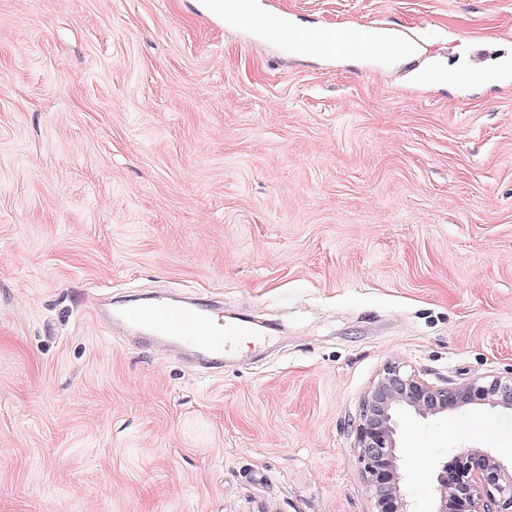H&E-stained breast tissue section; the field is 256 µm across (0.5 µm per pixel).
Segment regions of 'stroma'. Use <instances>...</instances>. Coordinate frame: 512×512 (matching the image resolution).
<instances>
[{"instance_id":"1","label":"stroma","mask_w":512,"mask_h":512,"mask_svg":"<svg viewBox=\"0 0 512 512\" xmlns=\"http://www.w3.org/2000/svg\"><path fill=\"white\" fill-rule=\"evenodd\" d=\"M253 2L395 53L303 55L200 0H0V512H376L384 368L512 371V0ZM149 291L281 332L207 374L95 316ZM400 444L432 512L454 451L512 463V410L407 412Z\"/></svg>"}]
</instances>
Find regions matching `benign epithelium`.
Segmentation results:
<instances>
[{"mask_svg": "<svg viewBox=\"0 0 512 512\" xmlns=\"http://www.w3.org/2000/svg\"><path fill=\"white\" fill-rule=\"evenodd\" d=\"M471 405L512 409V375H493L448 387L435 385L400 364L387 366L364 396L357 448L378 512H410L402 486L400 419L422 418ZM434 512H512V470L484 448H464L437 474Z\"/></svg>", "mask_w": 512, "mask_h": 512, "instance_id": "benign-epithelium-1", "label": "benign epithelium"}]
</instances>
